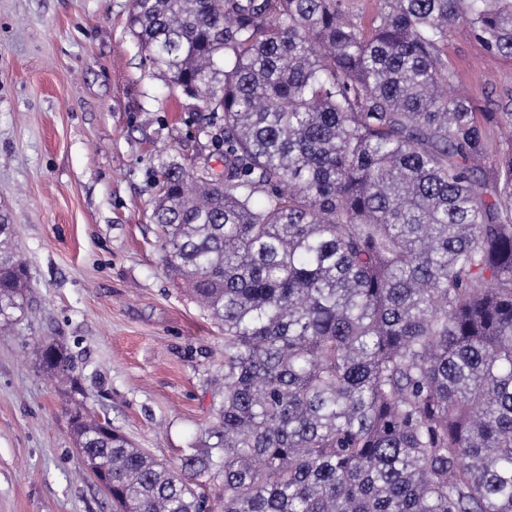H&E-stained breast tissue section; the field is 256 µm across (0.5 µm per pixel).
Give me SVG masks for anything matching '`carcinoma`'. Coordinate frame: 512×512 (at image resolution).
Segmentation results:
<instances>
[{
	"label": "carcinoma",
	"mask_w": 512,
	"mask_h": 512,
	"mask_svg": "<svg viewBox=\"0 0 512 512\" xmlns=\"http://www.w3.org/2000/svg\"><path fill=\"white\" fill-rule=\"evenodd\" d=\"M129 29L224 152L222 180L161 161L151 215L224 365L179 468L68 404L112 512H213L205 475L221 512H512V93L480 108L444 54L461 32L511 58L512 0L366 25L344 0H132ZM25 288L1 213L0 318Z\"/></svg>",
	"instance_id": "carcinoma-1"
}]
</instances>
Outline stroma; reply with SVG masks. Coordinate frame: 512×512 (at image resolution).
I'll return each mask as SVG.
<instances>
[{
    "instance_id": "35a3bbf8",
    "label": "stroma",
    "mask_w": 512,
    "mask_h": 512,
    "mask_svg": "<svg viewBox=\"0 0 512 512\" xmlns=\"http://www.w3.org/2000/svg\"><path fill=\"white\" fill-rule=\"evenodd\" d=\"M131 0H0V209L29 262L0 332V512H112L70 434L36 345L70 351L88 409L180 465L211 419L223 330L165 272L158 158L224 170L203 113L144 62ZM445 53L483 106L512 58L462 35Z\"/></svg>"
}]
</instances>
